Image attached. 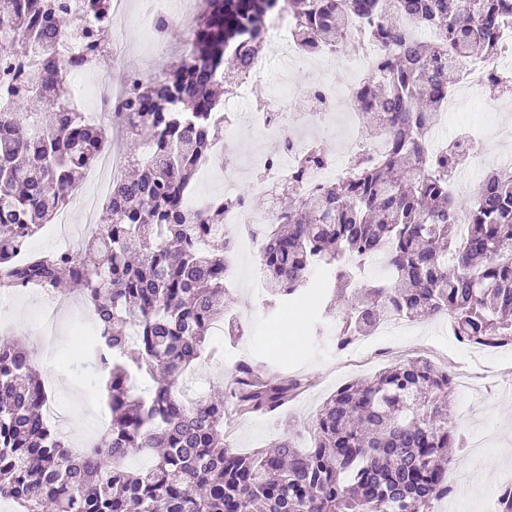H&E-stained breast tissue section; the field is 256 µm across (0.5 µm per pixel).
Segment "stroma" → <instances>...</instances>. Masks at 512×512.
<instances>
[{"label":"stroma","mask_w":512,"mask_h":512,"mask_svg":"<svg viewBox=\"0 0 512 512\" xmlns=\"http://www.w3.org/2000/svg\"><path fill=\"white\" fill-rule=\"evenodd\" d=\"M127 50L124 63L105 55L87 74L88 83L103 87L126 80L130 71L155 77L163 64L175 60L188 49V33L183 22H176L163 44L146 41L137 23L120 31ZM490 88L479 89L461 111L451 113L445 136L475 131L483 136L488 166H496L499 156H512V138H504L499 126L501 116L484 111L485 103L495 101ZM253 261L239 260L237 281L230 302L242 331L239 340H224L219 356L203 360L196 369L198 384L192 393L210 394L223 389L232 366L242 360L263 369H282L307 383L293 397L278 418L262 415L242 416L228 412L224 433L233 446L249 452L265 448L277 438L296 432V442L307 446V431L320 406L336 389L351 380L373 376L379 370L417 356L450 371L470 370L474 376L471 390H457L451 408V421L462 436L464 446L455 452L448 468L451 495L435 502L434 512H490L505 485H512V345L480 349L460 342L453 335L448 318L421 319L398 326L387 336H372L357 346L351 361H344L336 347V324L324 313V296L314 288L290 305L266 310L250 288ZM56 308L53 351L48 387L53 405L59 406L66 430L74 443L94 440L101 431L98 405L90 395L94 379L91 368L77 355L82 337L78 328L90 313L74 295L56 297L20 290L0 294V328L7 337L31 345L39 335L37 313L44 306ZM300 316V340L283 338L289 314Z\"/></svg>","instance_id":"1"}]
</instances>
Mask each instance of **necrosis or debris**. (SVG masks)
I'll return each instance as SVG.
<instances>
[{
  "label": "necrosis or debris",
  "instance_id": "necrosis-or-debris-1",
  "mask_svg": "<svg viewBox=\"0 0 512 512\" xmlns=\"http://www.w3.org/2000/svg\"><path fill=\"white\" fill-rule=\"evenodd\" d=\"M265 37L282 58L285 68H305L308 80L301 87L281 85L264 100L252 103L247 113L227 111L216 115L225 132H233L245 122L257 135L277 138L280 144L278 152H263L256 157L258 176L248 192H241L234 181L224 183V196L231 201L224 210V238L232 256L243 249L260 253L267 241L268 225L278 213L277 201L283 190L290 189L301 196L314 194L324 184L347 174L352 160L372 161L385 146L384 139H368L362 128L354 125L341 156L322 157L309 165L305 157L312 152L313 145L303 135L304 130L322 132L334 124L340 104L350 101L355 85L372 74L376 61L387 54L385 44L364 42L359 54L345 58L320 44L304 48L294 36L292 17L284 7L268 19ZM499 43L496 58L466 65L460 90H475L512 72V18L503 24ZM484 156L483 137L461 141L460 164L450 183L455 194L469 195L481 187L478 169ZM253 195L267 200L265 213L252 210L249 198Z\"/></svg>",
  "mask_w": 512,
  "mask_h": 512
}]
</instances>
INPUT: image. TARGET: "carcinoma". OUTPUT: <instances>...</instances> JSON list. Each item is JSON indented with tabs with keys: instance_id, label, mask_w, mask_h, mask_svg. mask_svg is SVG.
Segmentation results:
<instances>
[{
	"instance_id": "obj_1",
	"label": "carcinoma",
	"mask_w": 512,
	"mask_h": 512,
	"mask_svg": "<svg viewBox=\"0 0 512 512\" xmlns=\"http://www.w3.org/2000/svg\"><path fill=\"white\" fill-rule=\"evenodd\" d=\"M111 0H0L5 49L17 61L0 84V293L79 295L100 334L85 356L98 376L109 422L89 454H74L45 416L48 394L27 348L0 340V500L19 512H433L447 497L448 449L463 448L449 420L453 374L415 358L338 388L312 422L314 441L292 438L241 452L224 439L227 404L275 416L302 379L239 364L224 396L186 398L194 365L215 325L230 320L225 283L224 201L192 206L201 163L223 127L218 85L247 79L278 0H203L190 48L162 78L129 76L124 130L134 144L85 246L34 251L31 240L68 205L108 140L106 126L70 104V78L109 50ZM296 38L356 45L346 17L367 20L363 37L391 45L376 74L354 91L356 111L390 132L373 164L317 194L286 193L259 259L270 303L312 288L315 263L331 267L337 341L370 332L393 309L407 320L446 315L458 340L512 344V172L489 171L467 204L448 190L456 144L435 161L429 120L450 94L448 71L498 53L497 29L512 0H288ZM427 25L438 39L423 40ZM80 39L83 53L55 42ZM52 108L23 112L31 100ZM467 224L459 229L457 216ZM380 256L385 283L364 272ZM153 379L135 389V372ZM133 452L151 464L126 466Z\"/></svg>"
}]
</instances>
